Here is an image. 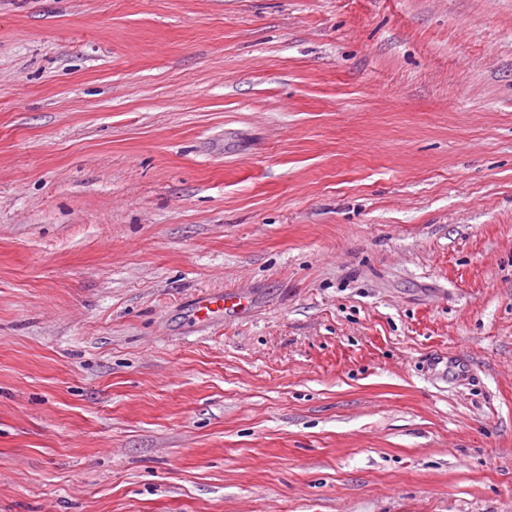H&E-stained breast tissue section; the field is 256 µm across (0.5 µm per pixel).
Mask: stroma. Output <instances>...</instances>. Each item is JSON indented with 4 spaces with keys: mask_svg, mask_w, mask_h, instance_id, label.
<instances>
[{
    "mask_svg": "<svg viewBox=\"0 0 512 512\" xmlns=\"http://www.w3.org/2000/svg\"><path fill=\"white\" fill-rule=\"evenodd\" d=\"M0 512H512V0H0ZM231 306L241 305V300L238 299L233 293L212 294L207 293L198 297L194 303L193 316L199 322H207L211 319L213 314H216Z\"/></svg>",
    "mask_w": 512,
    "mask_h": 512,
    "instance_id": "stroma-1",
    "label": "stroma"
}]
</instances>
